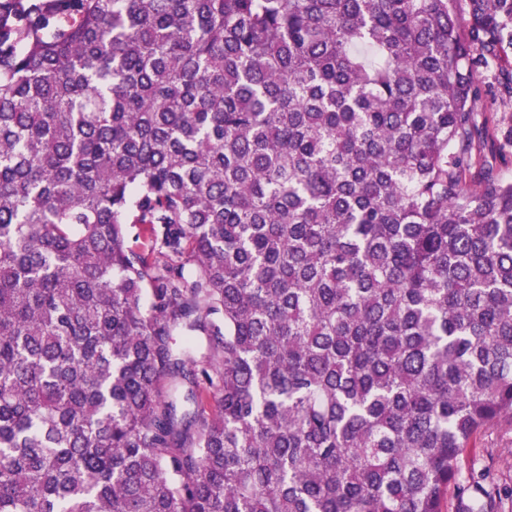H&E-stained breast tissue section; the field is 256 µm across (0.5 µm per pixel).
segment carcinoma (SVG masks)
<instances>
[{"instance_id":"1","label":"carcinoma","mask_w":512,"mask_h":512,"mask_svg":"<svg viewBox=\"0 0 512 512\" xmlns=\"http://www.w3.org/2000/svg\"><path fill=\"white\" fill-rule=\"evenodd\" d=\"M507 48L512 0H0V512H498ZM504 73V74H503ZM501 70L491 69H480L477 78L481 85L486 86L491 94L485 100L482 101L481 112H490L500 117L501 114L512 113V98L511 95L505 92L501 81L504 77H507L508 72L504 68V72ZM484 152L490 162L493 163L496 172L502 176L512 178V154L502 156L498 151L497 142L491 136L485 142ZM480 464L492 468L498 483L512 487V428L506 423L487 427L479 436Z\"/></svg>"}]
</instances>
